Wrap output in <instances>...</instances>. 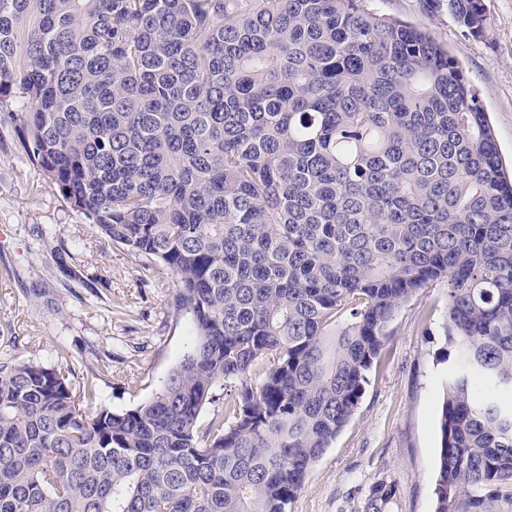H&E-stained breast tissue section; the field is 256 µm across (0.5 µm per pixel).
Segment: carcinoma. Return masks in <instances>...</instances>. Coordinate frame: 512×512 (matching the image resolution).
<instances>
[{
    "mask_svg": "<svg viewBox=\"0 0 512 512\" xmlns=\"http://www.w3.org/2000/svg\"><path fill=\"white\" fill-rule=\"evenodd\" d=\"M15 82L25 155L192 332L128 410L0 362V512H288L438 281L435 512H512V175L445 45L364 0H0Z\"/></svg>",
    "mask_w": 512,
    "mask_h": 512,
    "instance_id": "carcinoma-1",
    "label": "carcinoma"
}]
</instances>
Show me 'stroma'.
<instances>
[{
    "label": "stroma",
    "mask_w": 512,
    "mask_h": 512,
    "mask_svg": "<svg viewBox=\"0 0 512 512\" xmlns=\"http://www.w3.org/2000/svg\"><path fill=\"white\" fill-rule=\"evenodd\" d=\"M486 37L468 35L448 0H365L368 10L425 27L463 67L512 163V0H484ZM445 284L404 304L358 409L313 466L291 512H434ZM191 331L169 275L101 236L0 125V360L61 365L74 385L95 380L97 403L151 398Z\"/></svg>",
    "instance_id": "1"
}]
</instances>
